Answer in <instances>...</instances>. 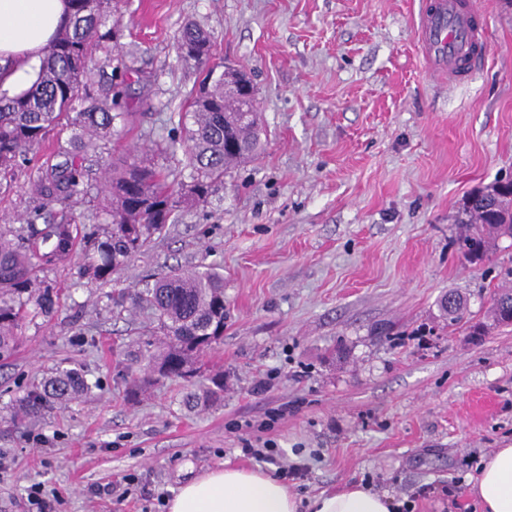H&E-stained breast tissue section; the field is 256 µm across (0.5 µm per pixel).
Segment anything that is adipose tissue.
<instances>
[{"mask_svg": "<svg viewBox=\"0 0 512 512\" xmlns=\"http://www.w3.org/2000/svg\"><path fill=\"white\" fill-rule=\"evenodd\" d=\"M68 13L67 0H0V92L22 94L36 82L44 49ZM470 492L481 512H512V447L484 458ZM168 512H393L387 494L353 483L309 501L273 474L224 466L183 484Z\"/></svg>", "mask_w": 512, "mask_h": 512, "instance_id": "1", "label": "adipose tissue"}]
</instances>
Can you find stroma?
I'll return each mask as SVG.
<instances>
[{"label":"stroma","mask_w":512,"mask_h":512,"mask_svg":"<svg viewBox=\"0 0 512 512\" xmlns=\"http://www.w3.org/2000/svg\"><path fill=\"white\" fill-rule=\"evenodd\" d=\"M432 2L124 0L131 116L93 173L165 144L201 78L174 48L186 23L211 31L216 61L245 67L256 89L257 159L109 286L221 265L224 338L208 357L224 369V402L186 406L174 381L131 401L124 370L148 315L113 316L109 288L80 279L77 263L43 270L63 289L59 311L0 360V512H27L35 483L57 491L58 512H163L154 492L227 463L306 464L288 484L304 500L360 483L409 512H477L481 459L512 446V327L488 318L495 291L512 287V239L470 263L455 215L512 173V0H475L487 53L453 87L417 42ZM449 291L463 300L456 320L439 307ZM64 361L98 381L94 396L17 419L16 396ZM266 442L274 461L242 451ZM128 474L145 493L96 496Z\"/></svg>","instance_id":"obj_1"}]
</instances>
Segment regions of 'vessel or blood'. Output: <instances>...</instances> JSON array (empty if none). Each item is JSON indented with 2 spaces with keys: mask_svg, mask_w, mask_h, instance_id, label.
<instances>
[{
  "mask_svg": "<svg viewBox=\"0 0 512 512\" xmlns=\"http://www.w3.org/2000/svg\"><path fill=\"white\" fill-rule=\"evenodd\" d=\"M474 0H438L427 7L417 26L423 55L438 76L457 83L469 77L484 43Z\"/></svg>",
  "mask_w": 512,
  "mask_h": 512,
  "instance_id": "vessel-or-blood-1",
  "label": "vessel or blood"
}]
</instances>
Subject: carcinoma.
Listing matches in <instances>:
<instances>
[{"instance_id":"obj_1","label":"carcinoma","mask_w":512,"mask_h":512,"mask_svg":"<svg viewBox=\"0 0 512 512\" xmlns=\"http://www.w3.org/2000/svg\"><path fill=\"white\" fill-rule=\"evenodd\" d=\"M65 23L44 49L37 82L26 93L0 95V188H9L15 172L33 163L28 192L39 206L25 214L0 215V358L11 355L22 329L57 313L59 289L37 272L75 255L79 274L90 283L107 285L145 252L154 237L177 219L185 207L205 205L224 184V174L258 155L261 123L254 111L255 94L224 90L223 65L212 62L211 34L196 23L182 27L175 38L180 60L205 72L190 102L192 126L179 137L168 133L167 164L159 165L146 149L134 148L104 168L92 184L88 158L112 140L116 124L127 121L123 84L127 70L117 30L107 25L116 0H68ZM112 67L110 76L96 73L89 63L96 54ZM69 129L70 149L58 148L43 161L29 154L56 130ZM97 189L106 227L77 223V217L52 218L51 207L81 201ZM512 186L471 193L463 202L461 223L477 231L462 241L472 261L483 260L491 235L512 238ZM21 227L16 229L14 224ZM146 288L106 294L112 312L145 310L151 321L139 357L142 378H133L130 395L162 380L195 382L205 370L203 354L224 337V276L212 268L171 269L151 274ZM97 384L76 368L55 369L16 400L18 413L28 419L89 396ZM205 406L224 400V374L201 380V393L189 394Z\"/></svg>"}]
</instances>
